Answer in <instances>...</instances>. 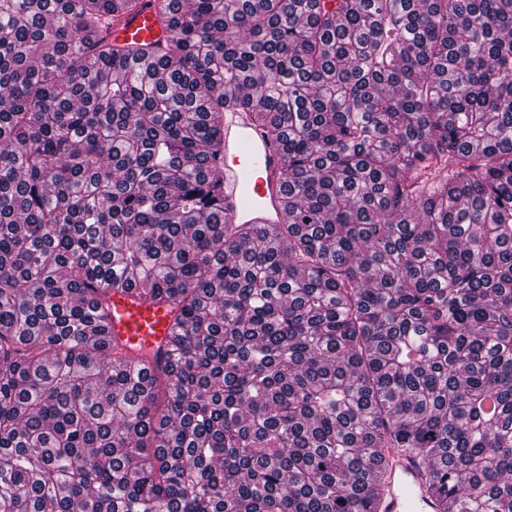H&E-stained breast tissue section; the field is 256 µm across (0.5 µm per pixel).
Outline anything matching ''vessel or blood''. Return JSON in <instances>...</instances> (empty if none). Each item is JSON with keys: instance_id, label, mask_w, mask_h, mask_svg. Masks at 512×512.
I'll return each mask as SVG.
<instances>
[{"instance_id": "1", "label": "vessel or blood", "mask_w": 512, "mask_h": 512, "mask_svg": "<svg viewBox=\"0 0 512 512\" xmlns=\"http://www.w3.org/2000/svg\"><path fill=\"white\" fill-rule=\"evenodd\" d=\"M166 32L152 0H141L112 30L119 42H154ZM281 157L267 144L243 112L224 115V207L240 224H282L288 217L281 188ZM111 334L125 352L138 354L161 344L172 314L165 307L141 302L136 293L108 301ZM390 472L383 483L379 512H437L427 474L417 456L403 448L388 451Z\"/></svg>"}]
</instances>
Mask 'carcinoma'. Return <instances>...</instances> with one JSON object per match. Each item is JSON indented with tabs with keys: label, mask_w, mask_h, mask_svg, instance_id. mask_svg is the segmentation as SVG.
Instances as JSON below:
<instances>
[{
	"label": "carcinoma",
	"mask_w": 512,
	"mask_h": 512,
	"mask_svg": "<svg viewBox=\"0 0 512 512\" xmlns=\"http://www.w3.org/2000/svg\"><path fill=\"white\" fill-rule=\"evenodd\" d=\"M138 6L0 0V512H378L390 448L512 512V0ZM233 110L286 224L224 214ZM136 11L131 12L111 32V38L120 43L135 41L155 42L168 35L154 9L153 0H140ZM111 315V337L129 354L156 349L167 335L173 314L164 306L141 302L134 291L108 301Z\"/></svg>",
	"instance_id": "1"
}]
</instances>
